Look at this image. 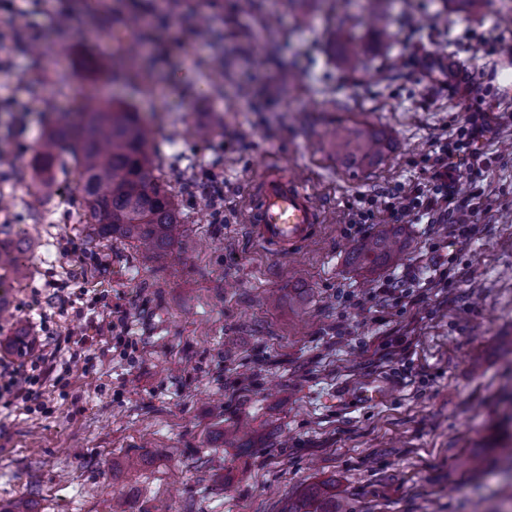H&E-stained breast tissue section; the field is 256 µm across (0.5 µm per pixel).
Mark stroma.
<instances>
[{
  "instance_id": "obj_1",
  "label": "stroma",
  "mask_w": 512,
  "mask_h": 512,
  "mask_svg": "<svg viewBox=\"0 0 512 512\" xmlns=\"http://www.w3.org/2000/svg\"><path fill=\"white\" fill-rule=\"evenodd\" d=\"M334 12L288 11L264 0H41V56H16L0 111V225L26 242V278L0 298V359L17 332L32 336L47 279L90 288L94 314L69 319L93 336L46 412L0 404V507L32 512H283L307 486L332 480L346 512H512V95L497 77L512 47V0L475 14L444 0H394L387 42L352 31L369 64L339 65L327 37ZM219 39L194 36L200 21ZM275 25L281 63L262 41ZM151 57L133 87L106 79L112 59ZM481 73L451 79L449 60ZM71 78L55 82L54 61ZM181 81H173L175 73ZM248 98H240V87ZM120 94L149 124L160 175L183 214V236L148 257L136 243L96 239L80 222L74 174H58L34 204L29 162L58 116ZM483 113L479 166L454 188L471 209L452 221L406 225L397 265L363 276L350 252L371 197L429 177L428 158ZM359 122L393 142L383 165L353 171L331 148ZM301 173L325 216L288 256L247 222L257 178ZM223 223L212 220L214 208ZM77 254L61 258L64 243ZM401 280L387 295L378 288ZM128 315L134 358L96 332L110 309ZM400 385L380 403L352 399L380 377ZM245 427V445L225 428ZM473 455L485 466L465 467Z\"/></svg>"
}]
</instances>
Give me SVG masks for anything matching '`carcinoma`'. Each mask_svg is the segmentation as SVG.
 <instances>
[{"label": "carcinoma", "instance_id": "1", "mask_svg": "<svg viewBox=\"0 0 512 512\" xmlns=\"http://www.w3.org/2000/svg\"><path fill=\"white\" fill-rule=\"evenodd\" d=\"M329 40L341 49L340 61L350 69L358 51L346 28L331 30ZM149 131L131 106L116 100L88 110L77 121L62 120L50 127L30 161L36 192L51 190L63 155L69 154L75 190L84 223L100 239L137 242L160 255L178 239L181 211L169 186L157 175L156 156L149 147ZM388 135L371 127L343 126L336 131V158L348 169L370 168L389 150ZM402 231L384 225L352 252L353 263L376 268L400 260ZM22 249L0 241V270L20 282L27 276ZM283 512H343L336 504V485L324 480L288 501Z\"/></svg>", "mask_w": 512, "mask_h": 512}]
</instances>
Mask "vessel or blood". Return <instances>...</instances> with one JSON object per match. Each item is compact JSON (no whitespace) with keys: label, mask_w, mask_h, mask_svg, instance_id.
Here are the masks:
<instances>
[{"label":"vessel or blood","mask_w":512,"mask_h":512,"mask_svg":"<svg viewBox=\"0 0 512 512\" xmlns=\"http://www.w3.org/2000/svg\"><path fill=\"white\" fill-rule=\"evenodd\" d=\"M260 199L250 204L248 221L258 241L286 254L312 237L323 210L311 190L281 170H268L259 178Z\"/></svg>","instance_id":"obj_1"}]
</instances>
